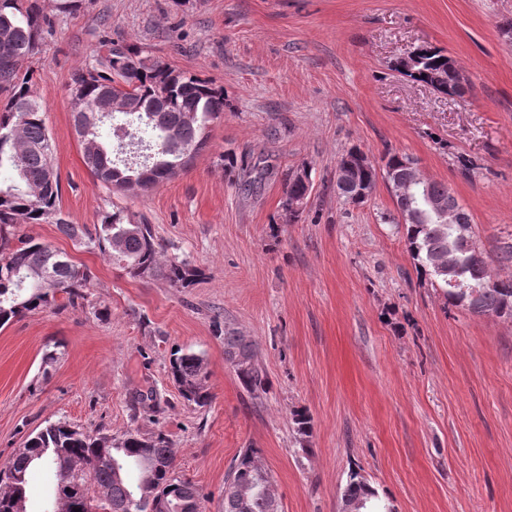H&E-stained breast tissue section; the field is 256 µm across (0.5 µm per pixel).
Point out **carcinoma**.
<instances>
[{
    "mask_svg": "<svg viewBox=\"0 0 512 512\" xmlns=\"http://www.w3.org/2000/svg\"><path fill=\"white\" fill-rule=\"evenodd\" d=\"M52 24L38 0H0V170L13 173L11 182L0 183V327L55 304L60 295L74 307L87 298L92 282L88 271L48 243L28 238L10 247L6 227L53 223L76 242L120 257L132 278L163 279L187 288L200 275L186 260H161L162 247L152 225L134 220L122 209L105 214L92 230L69 224L61 216L60 182L58 176H50L54 140L43 105L32 92L30 73V63ZM448 66H454L452 58L435 47L424 56L418 73L409 77L423 81L429 73ZM104 81L124 94L128 114L144 127L147 137L116 143L104 136L106 117L97 112L73 113V126L100 144L94 155L84 156L91 174L119 192L128 191L132 183L146 190L184 170L206 146L211 122L224 114V89L146 55L141 47L124 40H101L70 92L90 105ZM19 143L27 146L20 156L16 154ZM306 191L300 179L289 177L282 203L285 223L300 216L290 208L288 198ZM422 195L450 200L458 207L460 220L471 223L448 186L430 181ZM396 210L414 213V223L403 225L408 251L416 272L439 286L447 305L479 316L494 313L512 318V276H495L487 264L470 265L467 245L454 241L451 225L439 223L421 200L398 197ZM450 251L458 277L480 285L475 297L456 293L448 287V274L433 267L436 255ZM224 356L248 393L257 396L266 391L268 379L253 341L224 330ZM170 374L186 402L204 407L212 401L201 355L174 350ZM292 422L300 438L309 436L311 418L306 410H294ZM38 464L54 473L63 468L71 474L60 489L56 512H95L103 499L112 512H201V491L176 474L175 451L162 433L143 437L129 430L117 438L66 421H48L0 464V512H25L27 476ZM225 485L238 486L243 494L224 497V512H275L271 476L257 449L246 448L238 454ZM341 500L358 504L359 512H397L390 499L355 469Z\"/></svg>",
    "mask_w": 512,
    "mask_h": 512,
    "instance_id": "carcinoma-1",
    "label": "carcinoma"
}]
</instances>
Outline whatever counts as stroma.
I'll list each match as a JSON object with an SVG mask.
<instances>
[{
	"mask_svg": "<svg viewBox=\"0 0 512 512\" xmlns=\"http://www.w3.org/2000/svg\"><path fill=\"white\" fill-rule=\"evenodd\" d=\"M53 16L32 84L60 175L59 208L93 225L117 207L152 224L170 258L200 271L187 288L134 279L53 224L30 236L93 277L82 305H53L0 328V462L48 421L119 436L161 431L176 471L224 512L238 454L260 452L281 512H339L361 470L397 512H512V321L446 305L418 277L383 218L378 181L363 205L336 194L350 147L414 158L469 213L488 259L512 244V0H93ZM138 43L214 82L227 104L191 166L154 188L112 193L91 175L69 88L102 37ZM445 49L468 81L441 96L393 64ZM233 154L246 170L225 175ZM311 172L300 219L282 223L288 173ZM253 339L268 387L248 394L224 358V330ZM58 360L42 367L46 349ZM201 354L214 396L188 404L174 349ZM313 424L299 441L295 409Z\"/></svg>",
	"mask_w": 512,
	"mask_h": 512,
	"instance_id": "1",
	"label": "stroma"
}]
</instances>
